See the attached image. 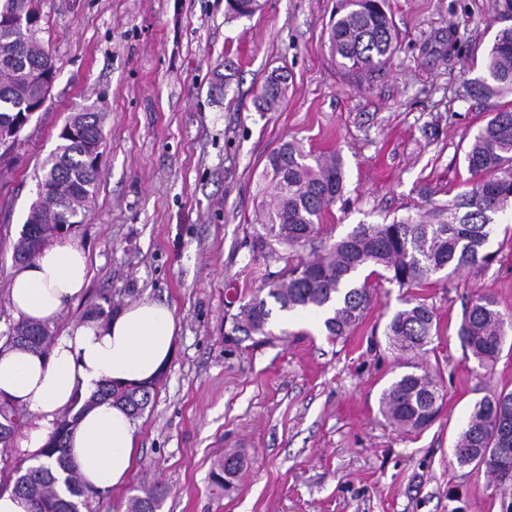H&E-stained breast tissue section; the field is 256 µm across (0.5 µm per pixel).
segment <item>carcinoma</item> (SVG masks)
Here are the masks:
<instances>
[{"mask_svg": "<svg viewBox=\"0 0 512 512\" xmlns=\"http://www.w3.org/2000/svg\"><path fill=\"white\" fill-rule=\"evenodd\" d=\"M230 10L250 16L259 0H228ZM28 11L36 13L32 0H3L0 18ZM336 67L360 80L379 71L394 53L397 34L387 12V0H340L329 31ZM56 70L53 57L38 36L20 27H0V125L15 121L23 104L32 98L29 76ZM483 75L470 86L474 97L492 99L512 94V26L500 29L485 56ZM288 75H270L261 89L260 106L269 111L285 98ZM82 128L77 139H65L42 166L38 185L49 187L53 205L35 203L27 218L28 233L14 245L13 257L26 261L35 256L38 236L53 233L62 224L84 222L96 195L99 168L87 162L91 150L103 139L98 111L73 115ZM471 178L467 187L447 204L423 215L387 224H358L346 236L330 242L322 237L321 223L343 196L344 172L339 155L315 156L296 141H285L268 156L272 199L262 215L264 233L257 244L270 254L276 247L310 248L288 264L276 280L254 293L232 317L231 333L268 339L275 331L287 335L274 311L286 319L297 312L320 317L327 335L342 339L351 335L370 309L369 275L365 269L400 288L419 287L445 271L455 274L466 268L486 266L495 258L488 250L497 216L512 210V106L500 107L473 136L466 153ZM512 334V316L498 309L490 295L472 299L464 311L456 335L466 358L480 366L493 364ZM437 335L433 307L419 298L406 301L385 328L389 348L402 357H414ZM53 342L46 326L17 323L3 343L5 348L46 352ZM407 371L381 393L380 413L393 427L406 434L430 426L440 412L442 399L433 376L419 365L405 362ZM98 396L124 405L134 417L148 407L151 391L142 387L104 384ZM78 414L67 411L56 423L43 450L45 461L24 466L7 465L0 492L11 490L27 497L33 512H78L80 506L100 495L82 485L67 457L66 443ZM23 423V411L9 399L0 398V449L8 450ZM482 448H505L508 458L485 463L486 471L499 484L512 482V391L501 390L477 400L468 410L453 448L460 469ZM244 467V457L230 454L211 472L212 485L228 492ZM167 489L155 484L130 498L129 512H159Z\"/></svg>", "mask_w": 512, "mask_h": 512, "instance_id": "cac0c4a2", "label": "carcinoma"}]
</instances>
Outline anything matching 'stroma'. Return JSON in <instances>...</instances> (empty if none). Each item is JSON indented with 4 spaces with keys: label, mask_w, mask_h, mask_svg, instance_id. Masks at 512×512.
<instances>
[{
    "label": "stroma",
    "mask_w": 512,
    "mask_h": 512,
    "mask_svg": "<svg viewBox=\"0 0 512 512\" xmlns=\"http://www.w3.org/2000/svg\"><path fill=\"white\" fill-rule=\"evenodd\" d=\"M262 2L240 17L226 0H34L57 77L0 163V340L16 322L6 288L41 167L68 118L99 107V187L69 236L90 254V280L52 334L87 312L150 299L171 308L177 336L139 418L135 469L93 499V512H126L134 488L155 483L169 491L161 512H512V492L485 469L458 468L452 452L470 406L512 389V350L484 369L456 336L475 295L512 315V220L496 224L489 266L414 293L440 331L416 361L443 394L420 434L378 412L402 372L384 328L407 290L371 276L370 310L344 339L309 315L261 343L225 337L240 301L286 266L287 249L271 257L253 246L270 199L268 154L295 140L341 156L344 193L323 231L334 240L447 204L465 188V153L494 104L466 88L512 14L504 0H389L397 48L358 82L331 58L336 0ZM228 60L235 75L216 88ZM278 68L288 95L260 111V88ZM233 450L245 466L220 497L210 473Z\"/></svg>",
    "instance_id": "1"
}]
</instances>
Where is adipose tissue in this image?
I'll return each mask as SVG.
<instances>
[{"label":"adipose tissue","mask_w":512,"mask_h":512,"mask_svg":"<svg viewBox=\"0 0 512 512\" xmlns=\"http://www.w3.org/2000/svg\"><path fill=\"white\" fill-rule=\"evenodd\" d=\"M88 280L84 248L52 242L34 260L12 270L8 305L17 319L50 326L83 294ZM176 331L172 310L145 299L109 318L72 326L48 353L0 350V393L32 415L21 450L36 455L57 417L81 397L90 405L70 434V462L89 487L123 484L134 463L138 425L121 405L93 395L109 381L131 386L156 382L173 354Z\"/></svg>","instance_id":"1"}]
</instances>
